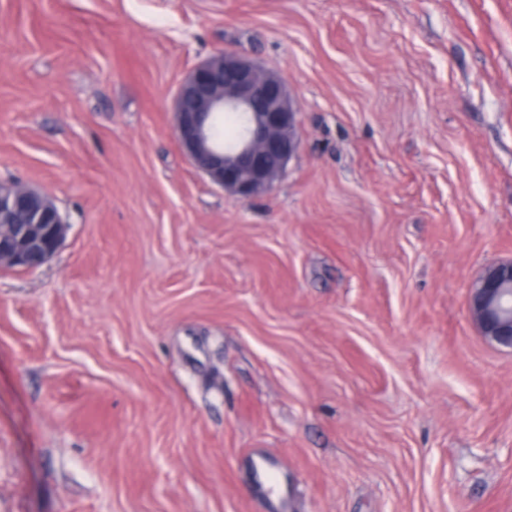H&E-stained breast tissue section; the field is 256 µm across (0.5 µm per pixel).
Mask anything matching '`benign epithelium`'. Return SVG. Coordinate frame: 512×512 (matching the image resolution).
<instances>
[{
    "label": "benign epithelium",
    "instance_id": "1",
    "mask_svg": "<svg viewBox=\"0 0 512 512\" xmlns=\"http://www.w3.org/2000/svg\"><path fill=\"white\" fill-rule=\"evenodd\" d=\"M226 112L245 124L226 146L215 135ZM298 112L274 71L231 51L197 64L174 96V134L191 164L240 199L270 190L298 152ZM66 220L53 199L27 185L0 182V268L42 265L59 249ZM468 311L481 334L512 348V261L486 268L468 294Z\"/></svg>",
    "mask_w": 512,
    "mask_h": 512
}]
</instances>
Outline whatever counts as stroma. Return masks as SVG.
<instances>
[{"label":"stroma","mask_w":512,"mask_h":512,"mask_svg":"<svg viewBox=\"0 0 512 512\" xmlns=\"http://www.w3.org/2000/svg\"><path fill=\"white\" fill-rule=\"evenodd\" d=\"M281 75L298 153L242 200L173 96ZM67 221L0 269V512H512V0H0V181ZM468 311L486 339L512 348V261L484 270L469 290Z\"/></svg>","instance_id":"1"}]
</instances>
